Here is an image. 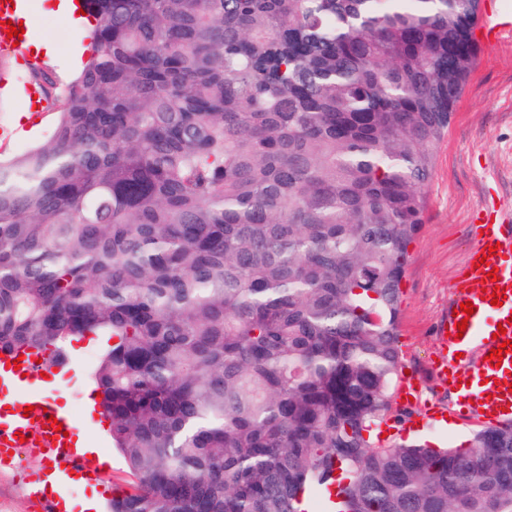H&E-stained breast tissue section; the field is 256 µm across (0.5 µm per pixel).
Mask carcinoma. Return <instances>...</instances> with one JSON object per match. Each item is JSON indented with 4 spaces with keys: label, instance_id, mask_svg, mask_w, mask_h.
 Returning <instances> with one entry per match:
<instances>
[{
    "label": "carcinoma",
    "instance_id": "obj_1",
    "mask_svg": "<svg viewBox=\"0 0 512 512\" xmlns=\"http://www.w3.org/2000/svg\"><path fill=\"white\" fill-rule=\"evenodd\" d=\"M49 137L0 157V351L93 370L110 512H512V424L378 443L409 246L480 0H82ZM92 336L70 339L67 341V348L71 362L75 371L63 384V386L53 392L52 398L56 399L63 394V397L57 399V403L67 406L70 414L81 425L84 430H89L92 439L101 449V456L95 455L93 459L85 456L90 464H101L99 459L105 457L106 462L111 465L110 481L112 485H123L128 487L135 479L129 473V470L122 457L112 448L109 436L103 428L96 424L89 429L87 422L89 419V407L92 401L89 394L92 392V366L99 358L104 349V344L100 341L90 340ZM486 425H471V424H452V426L437 427L434 429L423 428L418 431L410 432L409 434L397 436L396 442L406 440L408 437L419 439L422 441H433L439 446L463 447L467 443L474 432L483 428ZM463 444V446H461Z\"/></svg>",
    "mask_w": 512,
    "mask_h": 512
}]
</instances>
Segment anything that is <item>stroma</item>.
Returning a JSON list of instances; mask_svg holds the SVG:
<instances>
[{"label": "stroma", "mask_w": 512, "mask_h": 512, "mask_svg": "<svg viewBox=\"0 0 512 512\" xmlns=\"http://www.w3.org/2000/svg\"><path fill=\"white\" fill-rule=\"evenodd\" d=\"M33 37L53 40L58 53L50 64L67 77L77 75L89 54L88 41H76L56 16L33 8ZM0 155H19L45 140L56 118L41 111L27 127L16 123L29 100L19 89L25 71L12 53L0 49ZM424 222L410 245L399 319L402 366L429 376L437 349L434 326L447 308L448 284L464 267L474 239L473 217L487 206L512 205V34L480 48L474 69L444 139L434 149V173L424 190ZM73 374L60 389L79 424H87L92 367L102 342L83 337L67 342ZM41 457L22 454L13 468L0 470V512H30L21 487L31 473L44 469Z\"/></svg>", "instance_id": "1"}]
</instances>
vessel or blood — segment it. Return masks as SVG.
<instances>
[{"mask_svg": "<svg viewBox=\"0 0 512 512\" xmlns=\"http://www.w3.org/2000/svg\"><path fill=\"white\" fill-rule=\"evenodd\" d=\"M475 222L480 234L468 253L463 274L451 283L448 308L435 328L440 352L434 377L440 385L455 388L457 400L451 405H420L425 380L416 374L403 376L397 387L403 428L426 426L441 415L482 424L512 423V351L504 353L498 365L488 358L497 345L492 335L498 329H505L507 340L512 341V212L493 207L478 213ZM491 271L497 273V281L488 280ZM496 286L505 290V299L498 306L490 302ZM466 301L474 306L468 317L458 311ZM461 321L467 328L458 336L454 329ZM473 346L481 353L474 362L466 357ZM67 368L68 358L62 351L40 360L27 356L19 361L8 353L0 355V393L10 398L9 411L0 414V466L14 465L17 454L25 451L90 475L92 481L105 478L103 469L89 468L77 452L78 425L40 392L44 373L60 376ZM52 417L57 426H49ZM41 485V479H33L28 493L37 512H62L61 501L45 495Z\"/></svg>", "mask_w": 512, "mask_h": 512, "instance_id": "vessel-or-blood-1", "label": "vessel or blood"}]
</instances>
